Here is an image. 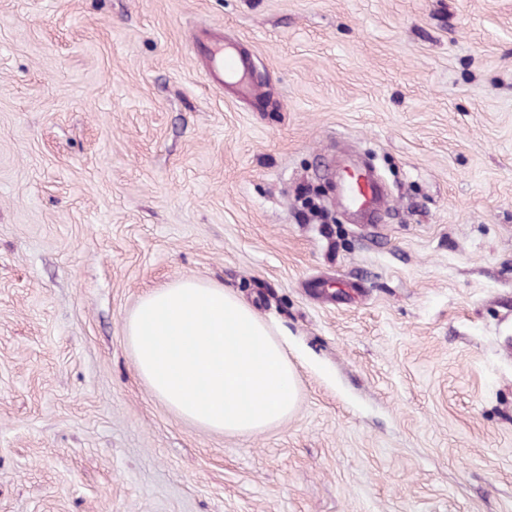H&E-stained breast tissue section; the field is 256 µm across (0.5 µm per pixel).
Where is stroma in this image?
<instances>
[{
  "mask_svg": "<svg viewBox=\"0 0 512 512\" xmlns=\"http://www.w3.org/2000/svg\"><path fill=\"white\" fill-rule=\"evenodd\" d=\"M367 155L381 223L300 205ZM185 277L282 336L287 420L138 375ZM0 512H512V0H0ZM194 48L202 51L206 59V70L209 80L218 88L224 84H235L242 96H250L254 86L246 76L249 72L250 60L241 55L232 45H224L223 41L209 40L207 46L194 35Z\"/></svg>",
  "mask_w": 512,
  "mask_h": 512,
  "instance_id": "stroma-1",
  "label": "stroma"
}]
</instances>
